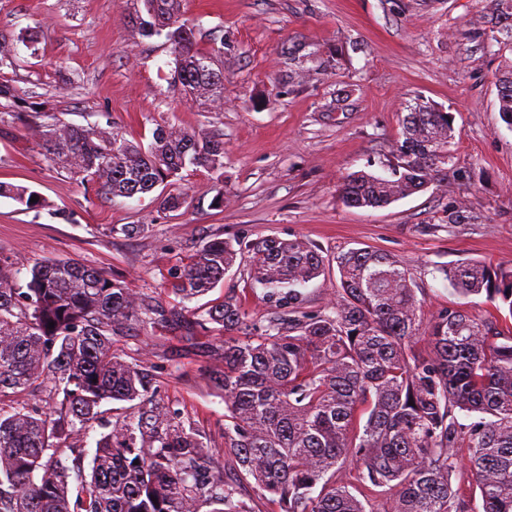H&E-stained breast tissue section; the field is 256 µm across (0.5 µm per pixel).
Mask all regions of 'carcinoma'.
<instances>
[{"mask_svg": "<svg viewBox=\"0 0 512 512\" xmlns=\"http://www.w3.org/2000/svg\"><path fill=\"white\" fill-rule=\"evenodd\" d=\"M135 2L132 27L142 36L164 33L171 44L173 80L204 104L223 100V84L206 82L212 53L196 47L183 0ZM465 36L512 54V0H486ZM496 87L512 128V59ZM40 118L43 154L104 194H146L189 166L224 167L220 137L159 126L144 146L120 131ZM454 132L451 113L417 100L386 174H350L343 203L384 208L426 189L452 162ZM2 195L28 206L34 193L0 183ZM184 203L169 192L158 208ZM467 219L458 195L448 223ZM244 251L252 279L288 318L259 326L233 295L184 305L213 291ZM335 262L336 298L313 312L303 309L300 289L325 274L326 261L308 242L214 239L192 255L172 288L183 305L171 307L170 319L224 332L208 372L224 399L217 450L180 410L157 400L160 380L147 359L117 349L125 330L153 323L151 297L71 260L35 263L22 286L17 269L1 261L0 512H253L245 483L280 512H376L377 502L383 512H471L451 481L461 444L482 512H512V327L459 307L423 322L413 278L380 250L351 248ZM439 273L458 295H483L512 318L511 264L472 260ZM459 412L475 420L463 424ZM96 427L89 458L83 437ZM349 463L354 485L337 478Z\"/></svg>", "mask_w": 512, "mask_h": 512, "instance_id": "1", "label": "carcinoma"}]
</instances>
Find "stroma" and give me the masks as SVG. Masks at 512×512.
Masks as SVG:
<instances>
[{"label": "stroma", "mask_w": 512, "mask_h": 512, "mask_svg": "<svg viewBox=\"0 0 512 512\" xmlns=\"http://www.w3.org/2000/svg\"><path fill=\"white\" fill-rule=\"evenodd\" d=\"M132 0H0V182L38 197L28 207L0 196V259L27 269L73 259L109 272L169 310L170 288L190 256L215 238H300L333 258L351 248L393 255L412 274L422 317L464 304L495 313L485 297L460 299L440 267L467 260L512 264V129L498 112L492 49L464 36L480 0H184L198 49L217 51L221 106L185 95L171 79L165 37L133 31ZM455 116L454 159L444 181L381 209L350 208L341 185L381 171L416 98ZM115 128L150 143L156 125L216 135L224 167L190 168L160 185L186 205L157 211L155 194H98L42 153L33 113ZM467 200L469 223L449 224ZM141 224L136 235L114 225ZM251 258L212 293L237 296L258 324L277 308L250 276ZM214 339L185 323L128 329L118 347L146 353L159 397L224 446V401L205 371Z\"/></svg>", "instance_id": "35a3bbf8"}]
</instances>
